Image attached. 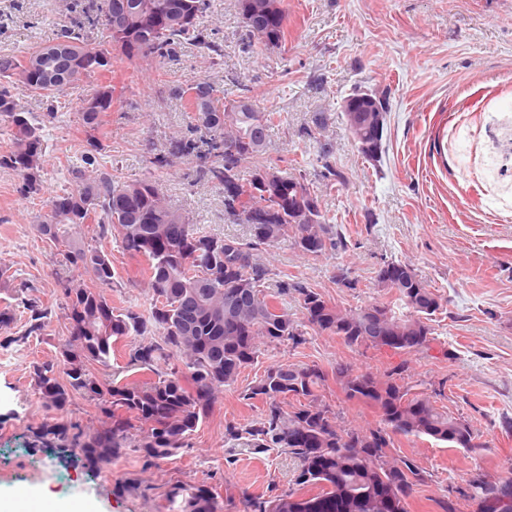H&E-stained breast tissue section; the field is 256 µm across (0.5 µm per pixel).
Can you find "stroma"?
Listing matches in <instances>:
<instances>
[{
    "mask_svg": "<svg viewBox=\"0 0 512 512\" xmlns=\"http://www.w3.org/2000/svg\"><path fill=\"white\" fill-rule=\"evenodd\" d=\"M87 0H0V56L24 55L56 41L62 28L82 16ZM285 51L252 43L237 0H211L208 21L222 45L212 64L195 45L130 66L116 65L124 85L123 106L104 118L100 164L119 180L159 181L168 202L207 231L245 236L246 225L224 211V190L210 183L193 158L158 169L156 154L188 125L174 90L204 79L225 98L249 95L261 112L277 111L280 125L254 159L304 161L305 184L319 194L334 231L348 248L317 258L291 243L266 253L276 275L299 277L332 303L355 308L383 301L376 275L386 261H402L442 299L431 322L429 349L405 356L357 349L327 335L306 344L263 348L257 363L224 388L188 449L144 468L127 453L91 467L48 456L30 445V430L47 417L96 426L100 411L81 397L51 414L30 384L33 363L55 356L68 337L61 280L77 278L56 248L35 227L40 204L19 192V177L0 169V300L13 322L0 328V496L28 491L47 512H172L171 486L207 483L221 488L220 512H246L243 499L287 491L298 461L287 450L251 453L226 429L244 427L265 406L247 405L244 388L266 367L336 364L382 375L407 363V385L423 384L437 406L468 420L482 447L442 448L428 438L396 437L403 455L415 459L424 482L408 500L409 512H439L433 504L448 484L466 485L480 474L499 476L512 467V186L501 187L502 209L487 207L490 187L459 166V136L483 129L495 108L512 118V0H285ZM357 90L383 95L389 112L384 151L375 160L358 152L345 127L344 98ZM48 162L45 194L69 185L67 167L84 135L75 108L59 110L45 130ZM328 153L344 175L326 189L317 157ZM115 278L106 294L118 309L145 310L147 291L140 262L107 242ZM354 281L343 287L341 278ZM55 311L48 335L24 338L26 299Z\"/></svg>",
    "mask_w": 512,
    "mask_h": 512,
    "instance_id": "stroma-1",
    "label": "stroma"
}]
</instances>
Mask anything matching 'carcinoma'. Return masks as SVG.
Returning a JSON list of instances; mask_svg holds the SVG:
<instances>
[{"instance_id": "cac0c4a2", "label": "carcinoma", "mask_w": 512, "mask_h": 512, "mask_svg": "<svg viewBox=\"0 0 512 512\" xmlns=\"http://www.w3.org/2000/svg\"><path fill=\"white\" fill-rule=\"evenodd\" d=\"M103 0L85 11L86 22L61 31L58 40L70 43L82 56L64 82L48 88L30 63L43 47L22 56L0 57V119L10 129L8 149L0 152V168L20 178V193L29 200L42 198L47 141L46 124L74 90L93 76H106L114 64L137 63L167 55L186 42L222 56L207 24L210 0H112V15L122 27L102 26ZM241 15L251 14L262 34L250 35L269 49L287 42L284 0H238ZM101 29L102 41L92 43L85 26ZM121 44L112 54L114 44ZM46 98L50 112L39 119L13 93L15 82ZM106 93L100 111L81 113L85 145L70 167L72 186L48 200L36 226H47L44 238L59 250L65 262L88 279L68 281L66 299L69 338L59 347V359L33 366L35 394L49 408L62 411L71 396L80 394L95 403L105 417L100 429L87 432L79 424L42 423L31 430L32 443L65 456H80L98 465L131 449L142 454L144 466L169 458L189 447V440L208 417L218 394L238 381L241 370L257 361L261 348L307 342V335L336 336L351 348L389 347L411 354L429 347L428 321L440 311L441 298L404 262L391 261L377 273L387 300L343 309L327 301L306 282L283 276L270 282L271 269L263 254L286 239L302 254L317 258L346 249L347 242L326 224L319 196L302 178L276 162L249 173L242 166L262 152L269 131L282 122L279 112H257L239 100L226 101L209 87L207 107L212 120L199 124L189 115L190 130L173 137L168 153L156 157L164 167L170 158L193 155L201 161L208 180L224 189V211L249 225V236L224 238L200 228L192 218L168 205L159 182L146 178L119 182L99 167L100 141L96 136L105 113L112 111L115 88L108 82L95 95ZM361 122L379 127L382 152L387 117L362 112ZM232 141L236 153L224 155ZM300 187L314 209L311 224L293 220L294 187ZM254 212L271 219L256 224ZM97 226L100 240L113 238L123 252L147 265L148 307L140 312L112 307L104 289L115 277L111 253L103 244L78 243L76 228ZM300 302L303 318L288 313L285 302ZM24 337L44 336L51 327L49 308L36 299L24 303ZM138 336L128 345L127 367L156 374L155 380L118 384L93 373L89 366H111L119 341ZM165 371L156 372L159 363ZM402 363L382 377L338 364L331 372L316 364L272 366L241 393L245 401L260 400L265 414L244 429L227 428L232 440H242L254 451L286 448L298 460L294 488L280 494L245 499L248 512H336V501L346 512H407V499L423 482L415 460L399 454L394 437H428L446 448L472 450L470 423L435 405L427 393L414 392L398 382ZM334 380L348 401L374 409L378 425L369 429L343 428L336 413L323 403L328 381ZM288 405L285 412L282 405ZM512 491V476L485 480L479 487L483 501L497 502L493 493ZM219 494L207 484L176 485L169 491L173 512H219Z\"/></svg>"}]
</instances>
